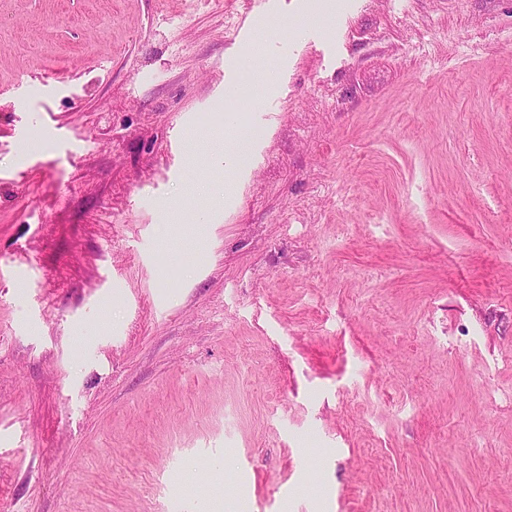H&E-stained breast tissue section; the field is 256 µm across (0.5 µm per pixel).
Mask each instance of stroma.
Wrapping results in <instances>:
<instances>
[{"instance_id": "stroma-1", "label": "stroma", "mask_w": 512, "mask_h": 512, "mask_svg": "<svg viewBox=\"0 0 512 512\" xmlns=\"http://www.w3.org/2000/svg\"><path fill=\"white\" fill-rule=\"evenodd\" d=\"M301 2L0 0V512H512V0ZM224 137L227 147L215 157L213 166L225 169L231 175L247 170L253 161L252 135L237 120L235 113H228L225 118Z\"/></svg>"}]
</instances>
